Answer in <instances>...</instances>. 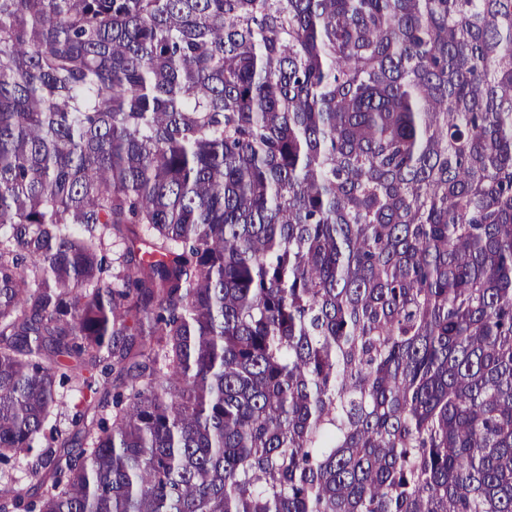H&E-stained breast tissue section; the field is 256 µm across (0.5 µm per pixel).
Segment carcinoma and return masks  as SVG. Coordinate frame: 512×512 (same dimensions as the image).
Segmentation results:
<instances>
[{"label": "carcinoma", "instance_id": "carcinoma-1", "mask_svg": "<svg viewBox=\"0 0 512 512\" xmlns=\"http://www.w3.org/2000/svg\"><path fill=\"white\" fill-rule=\"evenodd\" d=\"M5 226L0 512H512V0H0ZM41 448H35L34 451L28 456H22L17 462H15L13 468L9 469L6 474L12 475L16 480V485L22 489L24 494H31L33 491L32 485L35 481L29 477V471L31 465L36 460V455Z\"/></svg>", "mask_w": 512, "mask_h": 512}]
</instances>
